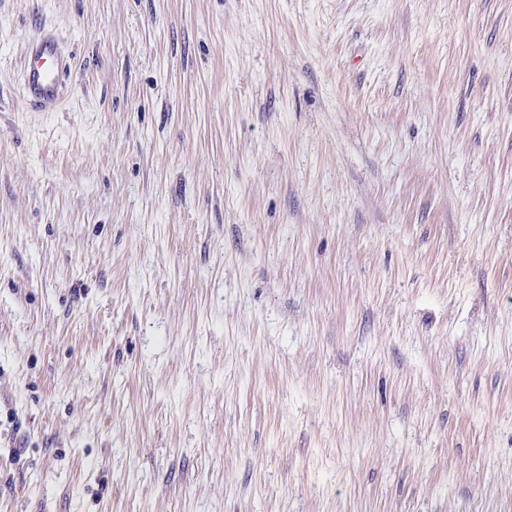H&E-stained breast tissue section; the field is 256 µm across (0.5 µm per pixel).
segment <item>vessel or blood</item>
<instances>
[{
    "label": "vessel or blood",
    "mask_w": 512,
    "mask_h": 512,
    "mask_svg": "<svg viewBox=\"0 0 512 512\" xmlns=\"http://www.w3.org/2000/svg\"><path fill=\"white\" fill-rule=\"evenodd\" d=\"M69 68L57 38L50 34L37 36L30 44L29 61L23 71L26 99L45 110L57 106L63 97Z\"/></svg>",
    "instance_id": "obj_1"
}]
</instances>
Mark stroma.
Returning <instances> with one entry per match:
<instances>
[{"mask_svg": "<svg viewBox=\"0 0 512 512\" xmlns=\"http://www.w3.org/2000/svg\"><path fill=\"white\" fill-rule=\"evenodd\" d=\"M0 512H512V0H0ZM70 68L60 42L51 34H40L30 44L29 61L23 71L26 99L47 110L63 97L64 79Z\"/></svg>", "mask_w": 512, "mask_h": 512, "instance_id": "1", "label": "stroma"}]
</instances>
